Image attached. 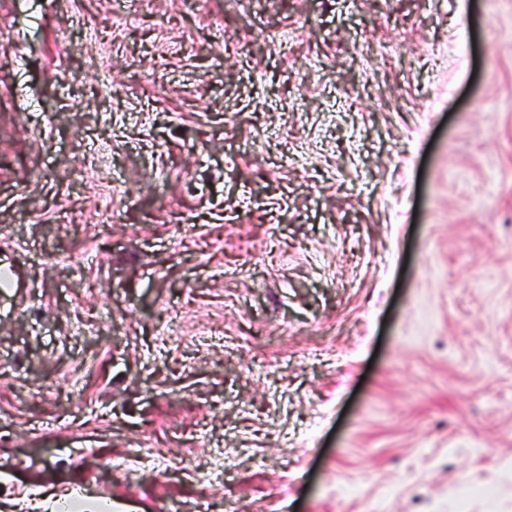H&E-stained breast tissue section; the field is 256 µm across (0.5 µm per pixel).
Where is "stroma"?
<instances>
[{
    "instance_id": "stroma-1",
    "label": "stroma",
    "mask_w": 512,
    "mask_h": 512,
    "mask_svg": "<svg viewBox=\"0 0 512 512\" xmlns=\"http://www.w3.org/2000/svg\"><path fill=\"white\" fill-rule=\"evenodd\" d=\"M2 264L0 512H512V0H0Z\"/></svg>"
}]
</instances>
